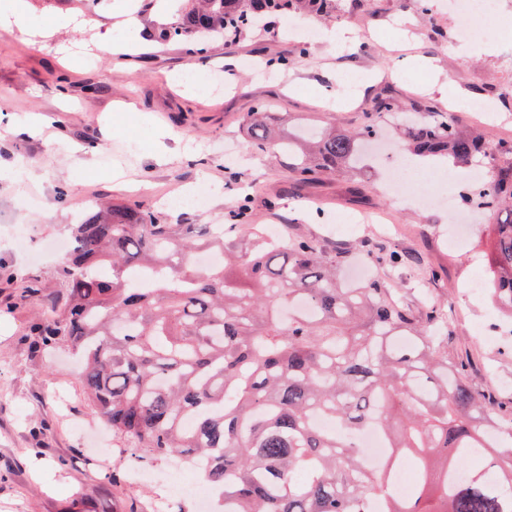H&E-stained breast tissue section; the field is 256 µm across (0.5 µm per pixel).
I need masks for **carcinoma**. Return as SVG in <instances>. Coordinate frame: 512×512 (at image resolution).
Returning <instances> with one entry per match:
<instances>
[{
    "label": "carcinoma",
    "mask_w": 512,
    "mask_h": 512,
    "mask_svg": "<svg viewBox=\"0 0 512 512\" xmlns=\"http://www.w3.org/2000/svg\"><path fill=\"white\" fill-rule=\"evenodd\" d=\"M330 0H197L156 33L201 48L244 16L329 14ZM278 112H250L257 148L288 153L302 179L357 159L369 124L272 141ZM424 156L466 161L481 147L452 122H417L405 134ZM512 213V167L463 199ZM227 224H160L139 205L92 210L73 225L63 288L32 333L67 340L82 360L93 412L138 459L171 458L212 493V512H512V426L490 394L444 350L437 309L419 325L379 279L336 281L346 253L296 235L270 243L250 198ZM487 291L512 314V221L494 225ZM367 257L398 266L401 253ZM325 416L340 432L316 425ZM383 433V467L362 466L355 440ZM413 473L400 490L394 475Z\"/></svg>",
    "instance_id": "carcinoma-1"
}]
</instances>
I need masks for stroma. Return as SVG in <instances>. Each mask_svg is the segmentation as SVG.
<instances>
[{"mask_svg":"<svg viewBox=\"0 0 512 512\" xmlns=\"http://www.w3.org/2000/svg\"><path fill=\"white\" fill-rule=\"evenodd\" d=\"M122 2L89 13L81 0H13L23 24L0 30V171L30 164L44 174L35 184L0 180V512H197V502L168 497L155 480L162 472L191 480L194 472L175 459L157 465L121 455L120 441L91 409L71 345L39 348L31 333L41 304L25 297L27 281L36 279L44 298L55 295L66 259L59 246L69 240L74 214L95 202H135L164 224H220L247 194L254 223L345 244L351 258L339 270L343 278L364 263L367 241L418 255V266L377 264L374 274L399 288L403 304L421 311L431 302L447 312L450 356L467 363L470 383L494 396L499 419H512V335L486 336L503 318L477 289L489 277L498 211H472L468 233L453 243L447 211L387 194L379 157L300 187L287 155L256 148L243 128L258 107L286 113L292 132L346 133L373 123L383 140L410 121L445 118L482 135L471 160L425 173L431 189L459 192L479 170L512 166V30L460 41L453 18L423 10L420 0H333L328 24L349 34L352 49L324 40L305 46L278 26L245 28L198 53L155 41L154 10L131 34L115 30ZM61 14L86 15L88 25L35 36ZM109 31L143 44L145 54L117 56L98 42ZM173 71L201 73L202 91L169 81ZM350 73L374 79L350 96L341 84ZM438 77L495 101L497 113L442 98L433 88ZM385 97L398 109L380 110ZM161 129L180 140L168 142L169 159L158 165L150 148ZM119 167L146 171V186L114 188L110 175ZM189 183L199 184L206 207L168 213L167 200ZM271 198L277 209L266 207ZM354 207L387 221L337 223ZM135 468L141 479L112 486L109 473Z\"/></svg>","mask_w":512,"mask_h":512,"instance_id":"stroma-1","label":"stroma"}]
</instances>
